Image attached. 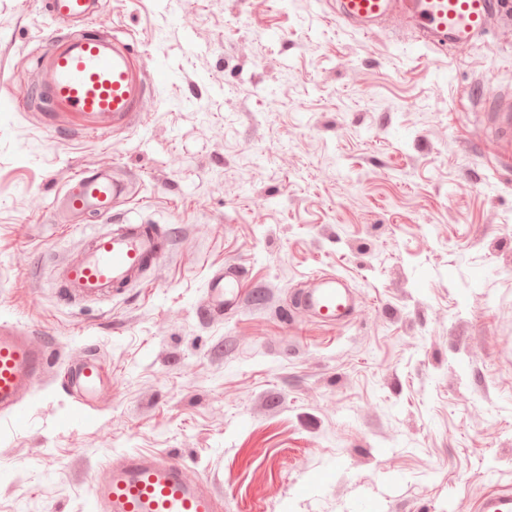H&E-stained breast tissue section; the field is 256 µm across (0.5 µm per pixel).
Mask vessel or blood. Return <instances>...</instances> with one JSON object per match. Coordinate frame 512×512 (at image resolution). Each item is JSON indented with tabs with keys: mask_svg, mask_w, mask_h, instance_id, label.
I'll list each match as a JSON object with an SVG mask.
<instances>
[{
	"mask_svg": "<svg viewBox=\"0 0 512 512\" xmlns=\"http://www.w3.org/2000/svg\"><path fill=\"white\" fill-rule=\"evenodd\" d=\"M52 45L37 57L50 75L41 95L54 108L87 116L100 127L130 126L143 110L158 81L139 66L124 41L85 32L100 0H48ZM343 25L369 34L400 18L412 25L425 46L460 51L481 42L493 30L512 31V0H337ZM483 112L501 146H512V92L497 91L484 101ZM134 179L106 170L81 171L57 196L61 213L73 217H115L111 230L89 234L79 259L57 268L62 298L68 302H105L123 294L146 270L163 262L167 238L160 226L144 224L122 212L132 196ZM243 273L230 266L208 283L202 314L221 317L235 312L245 297ZM297 306L324 325L346 323L355 310L351 290L328 272L314 274ZM52 351L27 327L0 322V419L22 423L25 402L53 367ZM64 389L73 401L72 422L94 410L102 383L97 355H79L65 365ZM103 475L92 486L95 512H224V498L211 481L196 475L179 457L127 451L102 464ZM478 512H512V492L493 491Z\"/></svg>",
	"mask_w": 512,
	"mask_h": 512,
	"instance_id": "1",
	"label": "vessel or blood"
}]
</instances>
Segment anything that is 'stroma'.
Instances as JSON below:
<instances>
[{
    "instance_id": "obj_1",
    "label": "stroma",
    "mask_w": 512,
    "mask_h": 512,
    "mask_svg": "<svg viewBox=\"0 0 512 512\" xmlns=\"http://www.w3.org/2000/svg\"><path fill=\"white\" fill-rule=\"evenodd\" d=\"M92 25L161 80L130 129L0 109V318L60 361L94 345L104 384L85 422L57 383L0 420V512H93L103 458L131 449L178 454L224 512L512 491V170L468 97L512 88V39L442 53L337 25L336 0H105ZM50 27L43 0H0L1 79L30 84ZM92 166L134 171L133 218L172 246L126 297L75 305L56 266L110 224L55 197ZM227 265L269 307L201 317ZM320 271L353 290L347 323L295 307Z\"/></svg>"
}]
</instances>
